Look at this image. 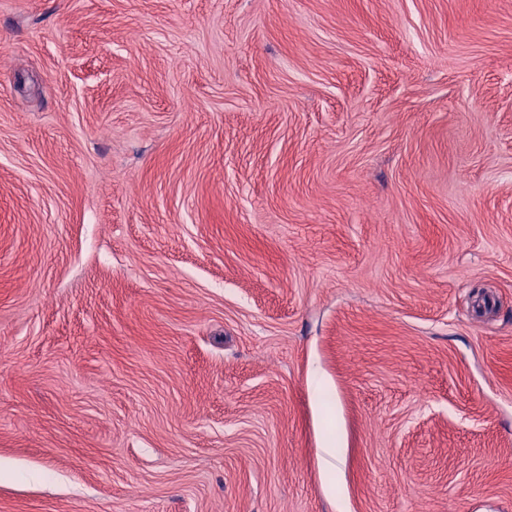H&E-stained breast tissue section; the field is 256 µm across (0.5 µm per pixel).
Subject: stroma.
Masks as SVG:
<instances>
[{
	"label": "stroma",
	"instance_id": "obj_1",
	"mask_svg": "<svg viewBox=\"0 0 512 512\" xmlns=\"http://www.w3.org/2000/svg\"><path fill=\"white\" fill-rule=\"evenodd\" d=\"M0 512H512V0H0Z\"/></svg>",
	"mask_w": 512,
	"mask_h": 512
}]
</instances>
